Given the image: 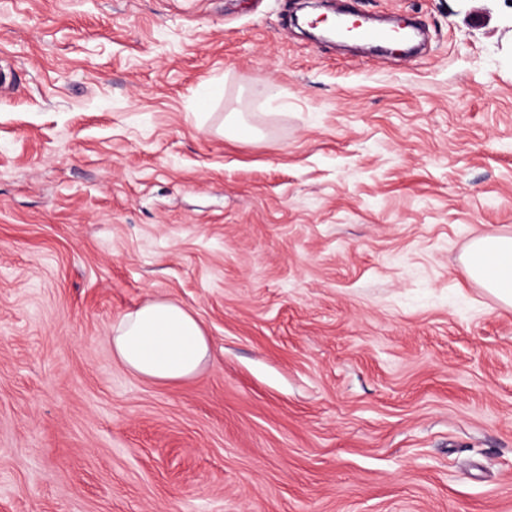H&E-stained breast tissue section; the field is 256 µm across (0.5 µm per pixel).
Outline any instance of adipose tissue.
Wrapping results in <instances>:
<instances>
[{
  "instance_id": "adipose-tissue-1",
  "label": "adipose tissue",
  "mask_w": 512,
  "mask_h": 512,
  "mask_svg": "<svg viewBox=\"0 0 512 512\" xmlns=\"http://www.w3.org/2000/svg\"><path fill=\"white\" fill-rule=\"evenodd\" d=\"M466 276L512 308V236L475 239L463 261ZM118 360L133 373L157 381L194 376L209 358L201 323L181 305L149 300L124 314L112 327Z\"/></svg>"
}]
</instances>
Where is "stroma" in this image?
Segmentation results:
<instances>
[{"label":"stroma","instance_id":"1","mask_svg":"<svg viewBox=\"0 0 512 512\" xmlns=\"http://www.w3.org/2000/svg\"><path fill=\"white\" fill-rule=\"evenodd\" d=\"M0 0V512H512V5ZM243 113L255 137L224 136ZM211 356L112 352L147 298ZM466 276L512 308V236L491 235L475 239L463 261ZM118 360L133 373L157 381L194 376L208 361L201 323L181 305L147 300L112 325Z\"/></svg>","mask_w":512,"mask_h":512}]
</instances>
